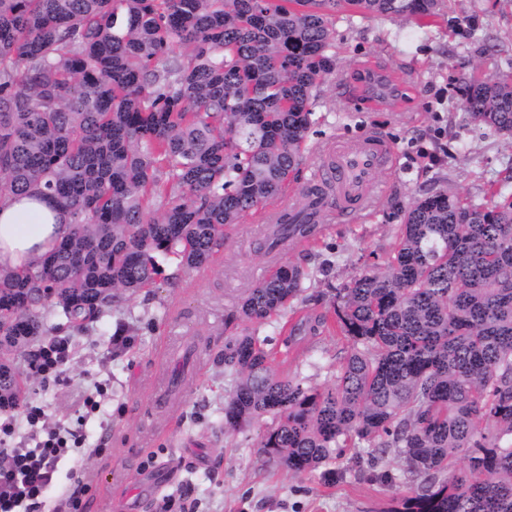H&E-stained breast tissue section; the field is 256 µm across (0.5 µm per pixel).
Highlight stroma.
I'll use <instances>...</instances> for the list:
<instances>
[{
	"label": "stroma",
	"instance_id": "1",
	"mask_svg": "<svg viewBox=\"0 0 512 512\" xmlns=\"http://www.w3.org/2000/svg\"><path fill=\"white\" fill-rule=\"evenodd\" d=\"M332 25L339 70L364 63L401 83L395 93L383 88L380 103L371 106L354 96L362 82L343 88L327 81L311 141L377 130L393 142L399 163L373 189L370 212L331 218L320 244L295 250L309 273L308 298L253 325L269 348L280 347L284 324L324 311L319 294L346 287L364 267L387 258L399 232L398 206L449 187L480 203L491 181L512 191V138L475 127L457 91L474 68L490 77L512 73V0H444L440 17L427 26L411 16L343 9ZM266 231L251 214L229 231L206 268L186 274L162 261L156 288L109 311L92 329L71 332L72 355L59 378H43L30 355L19 357L28 401L41 408L43 424L75 438L57 464V494L72 489L82 473L93 485L86 512H162L171 496L194 503L195 512H382L408 489L391 451L377 467L362 460L359 480L346 474L345 457L294 478L260 455L262 425L225 436L230 381L213 357L225 336L242 330L227 314L273 264L252 251ZM120 321L131 336L117 354L111 338ZM190 345L192 366L173 385L172 371ZM347 349L326 330L306 331L277 369L327 386ZM88 395L98 411L79 409ZM97 448L107 456H94Z\"/></svg>",
	"mask_w": 512,
	"mask_h": 512
}]
</instances>
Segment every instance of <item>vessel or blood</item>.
<instances>
[{
    "label": "vessel or blood",
    "mask_w": 512,
    "mask_h": 512,
    "mask_svg": "<svg viewBox=\"0 0 512 512\" xmlns=\"http://www.w3.org/2000/svg\"><path fill=\"white\" fill-rule=\"evenodd\" d=\"M315 162V178L325 185L327 199L320 205L308 199L293 203L290 211L311 215L331 211L348 217L370 208V190L382 173L393 168L395 153L385 136L372 130L355 140L325 141Z\"/></svg>",
    "instance_id": "1"
}]
</instances>
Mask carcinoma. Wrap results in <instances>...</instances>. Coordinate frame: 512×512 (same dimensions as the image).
Here are the masks:
<instances>
[{
	"label": "carcinoma",
	"instance_id": "obj_1",
	"mask_svg": "<svg viewBox=\"0 0 512 512\" xmlns=\"http://www.w3.org/2000/svg\"><path fill=\"white\" fill-rule=\"evenodd\" d=\"M415 16L440 0H0V202L32 192L72 229L0 270V410L27 400L13 355L58 318L84 328L155 287L158 258L206 267L226 229L298 179L319 88L336 77V11ZM181 52H174V48ZM479 126L512 136V77L460 85ZM451 190L398 208L383 263L314 318L349 343L332 384L280 375L254 334L214 360L232 389L224 431L268 419L259 452L313 473L395 449L416 484L384 512H512V193ZM280 216L254 253L315 243ZM298 263L248 289L231 319L261 323L305 292Z\"/></svg>",
	"mask_w": 512,
	"mask_h": 512
}]
</instances>
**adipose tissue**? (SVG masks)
I'll use <instances>...</instances> for the list:
<instances>
[{
    "label": "adipose tissue",
    "mask_w": 512,
    "mask_h": 512,
    "mask_svg": "<svg viewBox=\"0 0 512 512\" xmlns=\"http://www.w3.org/2000/svg\"><path fill=\"white\" fill-rule=\"evenodd\" d=\"M70 230L67 214L41 198L0 204V269H20L52 250Z\"/></svg>",
    "instance_id": "obj_1"
}]
</instances>
